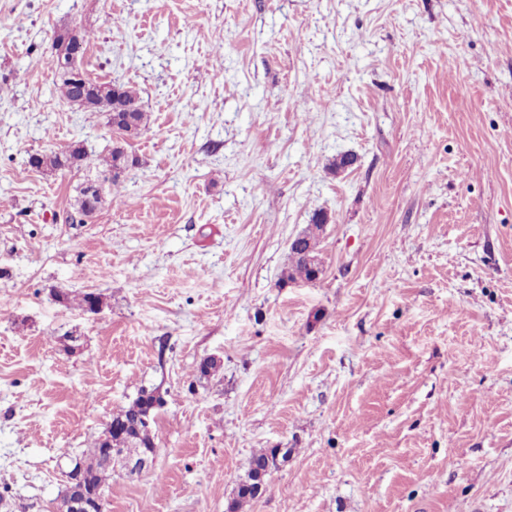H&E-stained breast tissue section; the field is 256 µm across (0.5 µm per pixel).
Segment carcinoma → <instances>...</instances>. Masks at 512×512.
Wrapping results in <instances>:
<instances>
[{
	"label": "carcinoma",
	"mask_w": 512,
	"mask_h": 512,
	"mask_svg": "<svg viewBox=\"0 0 512 512\" xmlns=\"http://www.w3.org/2000/svg\"><path fill=\"white\" fill-rule=\"evenodd\" d=\"M93 37L91 31L80 33L69 28L56 31L53 41L55 59H66L72 53L82 54L84 45ZM74 69L80 71V74L72 76L63 69L55 76V90L63 101L82 112H104L109 120L117 118L116 126L112 128V147L106 154L93 159L79 142L56 144L43 153L30 155L29 164L37 169L51 171L79 172L90 166L98 169L96 179L87 180L78 186L75 199L77 213L85 219H91L99 209L103 192H108L114 202H123V181L131 169L140 165V159L128 151L129 140L138 137L145 129L147 117L139 94L133 87L125 83L95 81L81 71L78 64L74 65ZM327 221L325 213L315 212L312 216V230L305 233L306 245L313 249V256L316 255L314 249L317 245L314 230L321 229ZM321 273L319 264H314L312 268L308 266L302 250L294 246L289 248L287 279L299 278L313 282L319 279ZM57 297L65 305H75L85 311L101 302L100 296L94 293L59 292ZM152 400L151 391L144 389L133 402L118 407L112 413V438L121 439L130 448H153L151 432L144 429L140 419L151 408ZM106 447L107 443L100 438L96 439L93 446L75 463V467L82 469L102 488L112 472V468L104 463ZM282 460H286V455L280 454L278 448L255 452L250 459L246 477L238 483L236 499L229 512H237L242 503L267 492L266 476L278 468Z\"/></svg>",
	"instance_id": "carcinoma-1"
}]
</instances>
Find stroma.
Listing matches in <instances>:
<instances>
[{
    "mask_svg": "<svg viewBox=\"0 0 512 512\" xmlns=\"http://www.w3.org/2000/svg\"><path fill=\"white\" fill-rule=\"evenodd\" d=\"M61 27L148 116L84 224L85 173L28 163L112 145L55 92ZM144 389L155 457L104 512H227L260 448L240 512H512V0H0V488L57 512ZM315 270L308 266L303 251L294 247L292 244L289 248V267L287 273V280H296L297 278L306 282H314L319 279L322 269L319 264L315 262ZM279 455L280 448L260 449L252 455L246 477L238 483L236 499L229 512L237 511L242 503L253 500L268 491L266 476L277 469L281 461L286 460L287 452L281 455V460ZM260 486L262 488L258 491Z\"/></svg>",
    "mask_w": 512,
    "mask_h": 512,
    "instance_id": "1",
    "label": "stroma"
}]
</instances>
